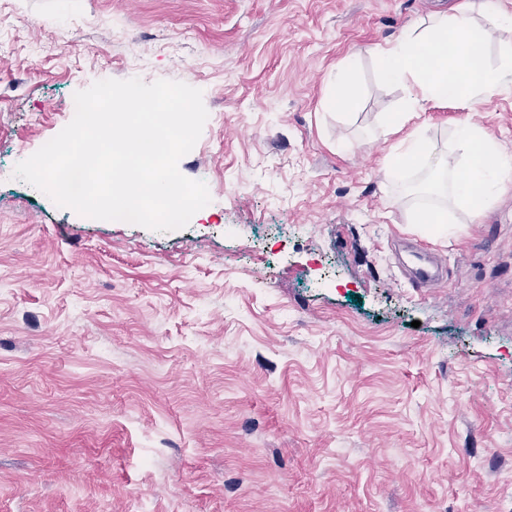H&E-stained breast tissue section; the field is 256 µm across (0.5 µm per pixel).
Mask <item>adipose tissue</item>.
I'll return each instance as SVG.
<instances>
[{
	"mask_svg": "<svg viewBox=\"0 0 512 512\" xmlns=\"http://www.w3.org/2000/svg\"><path fill=\"white\" fill-rule=\"evenodd\" d=\"M477 14L494 25L505 21L494 0H480L476 12L435 16L426 30L408 31L372 52L383 80L403 85L409 93L404 110L387 118L388 127L405 125L409 131L391 150L384 175L391 179L407 170L422 172V190L444 203L414 209L411 221L434 225L439 236L452 239L460 238L465 222L482 216L512 181V153L482 127L461 122L444 154L417 120L427 103L449 100L469 108L512 82V43L501 48L506 68H489L483 33L473 21Z\"/></svg>",
	"mask_w": 512,
	"mask_h": 512,
	"instance_id": "1",
	"label": "adipose tissue"
}]
</instances>
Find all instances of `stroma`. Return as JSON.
<instances>
[{
  "mask_svg": "<svg viewBox=\"0 0 512 512\" xmlns=\"http://www.w3.org/2000/svg\"><path fill=\"white\" fill-rule=\"evenodd\" d=\"M472 3L0 0L1 167L96 81H181L211 196L161 232L0 180V512H512V186L460 241L410 223L369 53ZM466 119L512 151V84L421 114L441 151ZM349 72L348 63L336 67V92L327 101L328 107L332 110L348 112L354 107V98L349 90Z\"/></svg>",
  "mask_w": 512,
  "mask_h": 512,
  "instance_id": "35a3bbf8",
  "label": "stroma"
}]
</instances>
